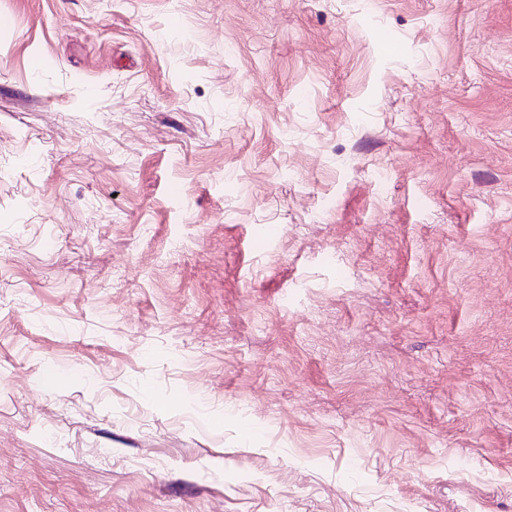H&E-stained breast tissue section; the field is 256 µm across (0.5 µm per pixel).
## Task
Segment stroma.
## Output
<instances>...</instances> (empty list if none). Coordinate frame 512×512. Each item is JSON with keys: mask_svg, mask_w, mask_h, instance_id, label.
Wrapping results in <instances>:
<instances>
[{"mask_svg": "<svg viewBox=\"0 0 512 512\" xmlns=\"http://www.w3.org/2000/svg\"><path fill=\"white\" fill-rule=\"evenodd\" d=\"M0 512H512V0H0Z\"/></svg>", "mask_w": 512, "mask_h": 512, "instance_id": "stroma-1", "label": "stroma"}]
</instances>
